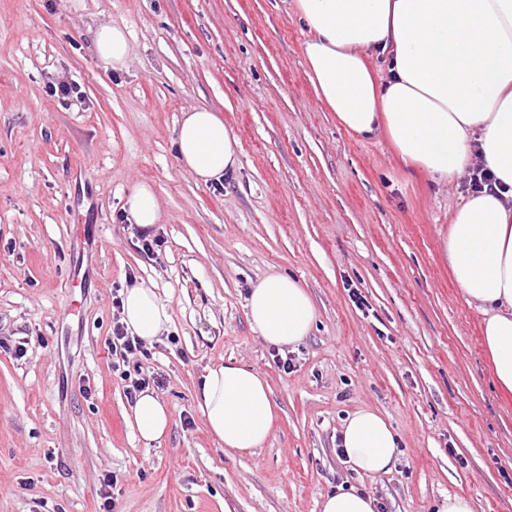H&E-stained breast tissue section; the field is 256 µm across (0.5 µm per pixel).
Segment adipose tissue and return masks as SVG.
Here are the masks:
<instances>
[{"mask_svg":"<svg viewBox=\"0 0 512 512\" xmlns=\"http://www.w3.org/2000/svg\"><path fill=\"white\" fill-rule=\"evenodd\" d=\"M312 31L305 46L318 99L349 132L386 136L403 164L439 182L483 165L496 191L469 194L451 217L443 251L456 283L483 317L498 386L512 392V0H293ZM93 51L105 65L125 66V29L95 28ZM387 55V70L368 58ZM174 144L181 165L199 182L217 183L238 166L239 142L223 117L207 108L185 112ZM126 223L147 229L160 219L153 189L136 185L121 209ZM251 325L284 349L308 336L313 301L296 280L273 274L247 300ZM122 321L146 343L169 315L153 289L136 286L122 298ZM205 423L226 454L253 453L273 422L265 376L227 361L208 367L196 394ZM145 445L169 431L171 411L151 390L130 406ZM340 446L357 473L391 471L400 438L385 416L366 407L349 414ZM319 512H376L374 497L352 485L322 496Z\"/></svg>","mask_w":512,"mask_h":512,"instance_id":"obj_1","label":"adipose tissue"}]
</instances>
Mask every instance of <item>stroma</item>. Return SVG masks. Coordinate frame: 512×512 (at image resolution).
I'll list each match as a JSON object with an SVG mask.
<instances>
[{
	"instance_id": "stroma-1",
	"label": "stroma",
	"mask_w": 512,
	"mask_h": 512,
	"mask_svg": "<svg viewBox=\"0 0 512 512\" xmlns=\"http://www.w3.org/2000/svg\"><path fill=\"white\" fill-rule=\"evenodd\" d=\"M0 0V512H318L350 482L383 512H430L444 493L512 512V394L493 379L482 318L442 241L463 192L407 175L386 137L339 125L316 96L292 0ZM126 28L125 67L91 31ZM76 81L63 105L48 86ZM220 112L239 141L222 187L184 169L182 112ZM152 186L162 245L140 252L117 221ZM101 238L76 237L72 206ZM86 266V288L68 287ZM285 274L310 293L311 332L290 370L251 326L250 289ZM155 290L170 316L145 369L172 412L147 447L112 373V291ZM266 376L268 440L225 455L195 396L207 366ZM381 411L401 438L391 472L356 474L337 453L348 416Z\"/></svg>"
}]
</instances>
